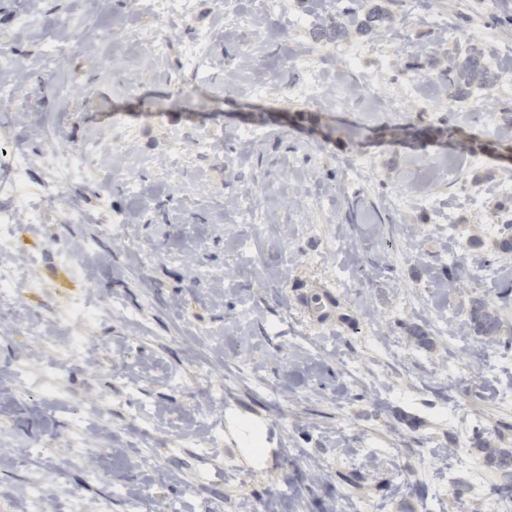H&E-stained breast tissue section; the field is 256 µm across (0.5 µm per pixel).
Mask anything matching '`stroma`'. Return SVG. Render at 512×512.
I'll use <instances>...</instances> for the list:
<instances>
[{"instance_id":"obj_1","label":"stroma","mask_w":512,"mask_h":512,"mask_svg":"<svg viewBox=\"0 0 512 512\" xmlns=\"http://www.w3.org/2000/svg\"><path fill=\"white\" fill-rule=\"evenodd\" d=\"M150 2L0 0V39L27 64L17 76L23 114L0 129V166L3 149L17 146L31 155L35 180L52 178L38 133L45 123L64 146L108 147L86 180L64 184L66 199L49 203L45 224L22 231L0 259L19 266L42 252L47 285L0 319V411L11 415V445L29 451L0 458V512H15L37 443L74 425L65 405L44 407L7 380L15 362L36 372L50 360L20 324L38 314L66 336L56 313L84 291L113 301L112 314L89 328L87 351L57 370L68 390L90 402L107 395L110 405L87 433L82 463L57 449L63 466L49 512H64L66 492L111 497L112 512H126L131 495L142 512H505L491 492L497 472L475 443L512 448V403L497 398L512 391V300L503 297L512 255L495 246L499 225L512 221V160L498 148L512 119V0H381L391 22L345 39L374 49L354 70L340 44L315 34L364 11L365 0H287L270 13L236 0L240 17L259 20L246 29L225 19L224 0H194L188 26L155 16ZM26 7L44 27L19 37L12 20ZM81 15L86 28H64ZM197 28L211 32L201 90L181 59ZM154 34L171 42L160 59L142 44ZM48 37L69 44L53 77L35 68ZM474 44L488 49L499 81L459 102L442 81ZM294 56L347 93L348 109L294 99L292 85L307 76L287 67ZM409 77L420 81L415 96L392 108ZM59 79L74 85L68 100L55 94ZM261 80L267 97H251ZM407 125L424 143L401 135ZM247 126L259 135L246 147L238 132ZM451 126L475 153L437 136ZM204 127L215 139L206 152L194 145ZM362 154L368 167L347 185ZM451 165L453 184L442 177ZM126 171L139 192L127 190ZM102 193L123 218L110 231L94 219ZM245 197L247 213L238 206ZM68 201L80 219H67ZM86 242L79 281L55 256ZM316 295L321 319L308 305ZM477 299L500 315L496 341L467 327ZM417 327L425 338L413 336ZM202 361L224 385L213 427L233 412L277 433L261 465L241 463L226 442L207 454L195 448L212 429L194 419L202 389L190 377ZM176 371L188 375L185 386L170 384ZM136 402L155 413L150 434L133 421Z\"/></svg>"}]
</instances>
